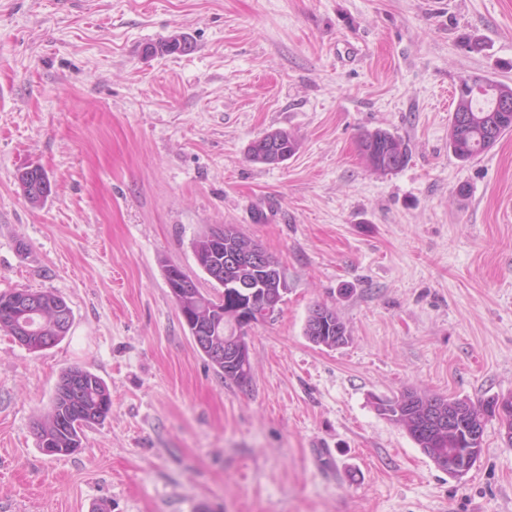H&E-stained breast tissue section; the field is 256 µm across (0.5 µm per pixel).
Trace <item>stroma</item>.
I'll list each match as a JSON object with an SVG mask.
<instances>
[{
    "label": "stroma",
    "instance_id": "35a3bbf8",
    "mask_svg": "<svg viewBox=\"0 0 512 512\" xmlns=\"http://www.w3.org/2000/svg\"><path fill=\"white\" fill-rule=\"evenodd\" d=\"M176 34L190 53L148 54ZM468 74L512 86V0H0V294L49 290L73 314L45 350L0 330V512H512L497 418L455 479L375 409L512 395V132L454 157ZM378 128L410 146L399 171L359 151ZM275 130L296 153L250 161ZM34 166L39 205L17 179ZM220 224L288 285L246 330V389L164 277L212 291L192 244ZM319 304L347 344L307 338ZM74 367L112 407L51 457L35 423Z\"/></svg>",
    "mask_w": 512,
    "mask_h": 512
}]
</instances>
